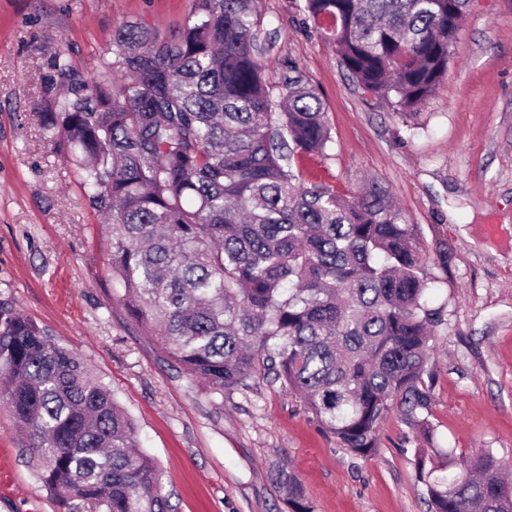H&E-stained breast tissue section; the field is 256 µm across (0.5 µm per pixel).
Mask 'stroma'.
I'll list each match as a JSON object with an SVG mask.
<instances>
[{
  "label": "stroma",
  "mask_w": 512,
  "mask_h": 512,
  "mask_svg": "<svg viewBox=\"0 0 512 512\" xmlns=\"http://www.w3.org/2000/svg\"><path fill=\"white\" fill-rule=\"evenodd\" d=\"M190 0H0V304L72 349L133 418L174 512H291L274 479L291 472L314 512H427L414 452L440 460L488 449L512 471V0H473L448 74L421 107L365 92L307 19L304 0H261L264 78L296 64L331 125L325 154L295 164L338 193L376 183L418 225L439 314L422 385L431 439L400 412L372 455L343 448L294 394L255 379L215 408L168 360L112 285L104 219L35 112L58 48L79 69L112 55L142 20L167 34ZM0 401V512H59Z\"/></svg>",
  "instance_id": "stroma-1"
}]
</instances>
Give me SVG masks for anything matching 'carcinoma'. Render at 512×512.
<instances>
[{
	"label": "carcinoma",
	"instance_id": "1",
	"mask_svg": "<svg viewBox=\"0 0 512 512\" xmlns=\"http://www.w3.org/2000/svg\"><path fill=\"white\" fill-rule=\"evenodd\" d=\"M472 0H305L304 12L367 92L423 105L448 73ZM258 0H191L162 35L120 23L99 77L56 51L37 120L94 189L112 278L161 350L220 396L257 375L298 395L360 456L394 409L431 438L421 388L436 313L418 225L387 190L305 184L298 154L331 128L302 76L279 102L263 77ZM0 399L62 512H172L133 419L77 355L0 305ZM429 512H512L489 450L450 467L418 452ZM292 512L301 484L275 474Z\"/></svg>",
	"mask_w": 512,
	"mask_h": 512
}]
</instances>
